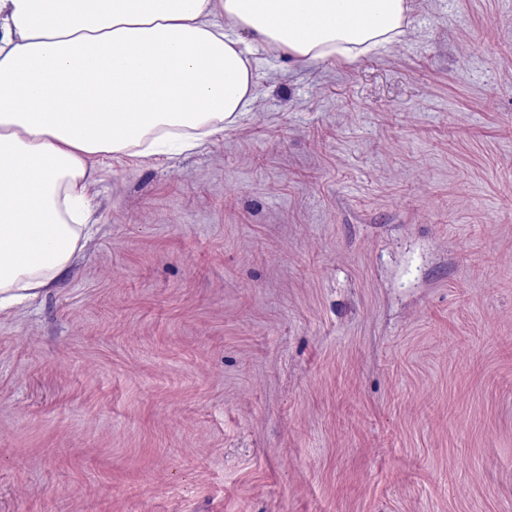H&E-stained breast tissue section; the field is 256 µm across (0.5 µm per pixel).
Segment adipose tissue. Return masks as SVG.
<instances>
[{
	"instance_id": "ef3b65f1",
	"label": "adipose tissue",
	"mask_w": 512,
	"mask_h": 512,
	"mask_svg": "<svg viewBox=\"0 0 512 512\" xmlns=\"http://www.w3.org/2000/svg\"><path fill=\"white\" fill-rule=\"evenodd\" d=\"M409 0H0V312L37 299L90 232L96 157L194 150L252 106L258 52L356 63ZM109 95L103 112L88 101Z\"/></svg>"
}]
</instances>
